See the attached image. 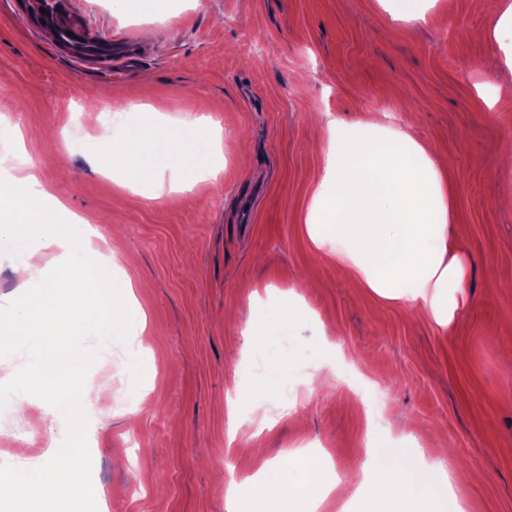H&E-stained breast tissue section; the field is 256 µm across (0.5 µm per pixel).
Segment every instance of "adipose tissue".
I'll return each mask as SVG.
<instances>
[{
	"instance_id": "obj_1",
	"label": "adipose tissue",
	"mask_w": 512,
	"mask_h": 512,
	"mask_svg": "<svg viewBox=\"0 0 512 512\" xmlns=\"http://www.w3.org/2000/svg\"><path fill=\"white\" fill-rule=\"evenodd\" d=\"M141 123L126 128L105 155V167L132 195L157 189L165 174L176 175L177 188L217 179L218 171L204 145L214 133L199 120L193 134L159 124L156 113L140 106ZM382 118L366 114L361 131L350 132L343 121L329 124L328 175L315 200L318 221L310 235L322 249L352 268L377 294L411 303L416 314L447 329L469 307V256L448 236L446 164L405 132L382 136ZM33 173L16 171L0 177V254L18 256L14 272L19 289L0 299V326L24 349L25 366L0 378L12 394L10 409L34 424L67 423L72 437L83 435L85 413L97 406L103 388L86 381L80 357L71 356L55 376L51 400L38 398L34 385L52 372V358L84 336L132 342L130 370L147 379L156 373L153 358L136 338L146 321L130 279L101 272V253L92 245L98 231L90 221L66 214L56 200L45 201L32 187ZM56 251L57 263L69 271L65 284L44 278L31 260L40 251ZM364 491L357 512H438V487L425 478L422 457L403 461L382 457L374 428H366ZM79 454L61 441L44 459L18 461L0 469V493L14 512H38L50 500L56 512H85L86 491L70 489L69 469L60 460L77 462ZM323 460L297 450L281 463H263L250 477L228 489L226 512H317L334 492Z\"/></svg>"
}]
</instances>
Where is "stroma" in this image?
Segmentation results:
<instances>
[{
    "instance_id": "1",
    "label": "stroma",
    "mask_w": 512,
    "mask_h": 512,
    "mask_svg": "<svg viewBox=\"0 0 512 512\" xmlns=\"http://www.w3.org/2000/svg\"><path fill=\"white\" fill-rule=\"evenodd\" d=\"M65 0L91 39L126 48L112 68L70 53L21 0H0V95L14 99L0 161L38 144L30 165L68 212L97 222L114 273L128 275L148 317L142 338L157 372L142 384L128 349L103 360L82 339L86 379L105 387L78 470L107 512H226L224 489L263 462L308 446L346 483L365 460V424L347 386L359 370L389 399L376 429L382 452L417 444L446 460L456 497L444 512H512V0ZM119 117L102 131L84 109ZM222 130L224 168L189 191L131 198L98 163L133 106ZM389 114L448 161V234L472 261L471 306L448 331L417 324L411 307L363 287L307 234L326 174L327 124ZM298 320L280 318L294 303ZM272 323L276 353L257 348ZM300 399L268 427L247 423L242 390L270 366ZM126 396H116V389ZM67 436L0 409V464L37 457Z\"/></svg>"
}]
</instances>
